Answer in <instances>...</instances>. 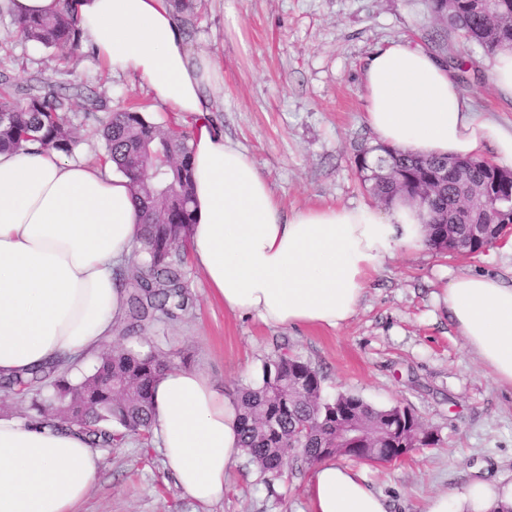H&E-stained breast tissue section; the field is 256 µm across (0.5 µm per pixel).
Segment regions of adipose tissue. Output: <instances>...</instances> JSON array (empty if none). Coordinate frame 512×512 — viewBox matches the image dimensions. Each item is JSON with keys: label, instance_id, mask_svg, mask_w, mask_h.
I'll list each match as a JSON object with an SVG mask.
<instances>
[{"label": "adipose tissue", "instance_id": "ef3b65f1", "mask_svg": "<svg viewBox=\"0 0 512 512\" xmlns=\"http://www.w3.org/2000/svg\"><path fill=\"white\" fill-rule=\"evenodd\" d=\"M71 8L112 72L141 77L170 111L200 117L189 141L195 222L191 257L226 311L269 327L338 328L357 311L370 274L426 246L423 210L403 201L285 210L243 150L227 141L220 65L195 51L169 0H0L15 18ZM364 120L385 145L423 156L490 157L512 165V130L477 112L440 59L404 41L375 50L364 70ZM139 214L111 161L56 151L0 150V378L108 340L125 310L115 269L133 250ZM442 302L467 348L512 388V281L451 279ZM153 434L176 488L202 504L224 496L243 450L237 402L201 371L155 381ZM101 456L77 434L0 417V512H73ZM311 512H387L350 467L324 459L308 485ZM512 484L471 482L426 512H499Z\"/></svg>", "mask_w": 512, "mask_h": 512}]
</instances>
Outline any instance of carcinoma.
Segmentation results:
<instances>
[{
    "label": "carcinoma",
    "instance_id": "carcinoma-1",
    "mask_svg": "<svg viewBox=\"0 0 512 512\" xmlns=\"http://www.w3.org/2000/svg\"><path fill=\"white\" fill-rule=\"evenodd\" d=\"M435 12L466 41L495 53L512 46V0H492L490 8L502 26L501 39L487 40V18L474 0L450 7L433 0ZM24 38L46 48L76 50L84 37L67 8L46 16L17 21ZM70 98L60 94L48 79L29 84L18 98H0V112L9 120L0 123V149L22 150L36 142L45 150L72 154L76 131L66 116ZM106 156L130 181L141 211L138 261L131 268L116 269V277L128 294L125 337L138 333L142 322L176 319L190 313L192 299L185 284V254L194 224L190 134L186 130L148 120L136 106L112 112L103 128ZM403 183L412 186L448 158L422 156L388 147ZM366 153L358 157V169L368 191L389 204L398 196L390 182L368 176ZM437 246L445 249L453 236L458 252L478 254L496 234L476 235L471 224L436 226ZM170 364L168 356L154 348L134 350L121 344L105 345L93 367L80 382L67 378L63 361L37 366L8 378L0 387L28 403L29 411L49 413L55 427L75 429L90 447L109 449L131 436L151 444L155 419L153 384ZM241 445L265 483L276 479L283 462L298 469L321 460L322 449L336 455V413L346 409L368 428L369 445L380 449L379 462L392 447V427L399 421L396 406L376 407L362 398L339 393L322 396V377L310 364L279 351L262 364L259 384L238 391Z\"/></svg>",
    "mask_w": 512,
    "mask_h": 512
}]
</instances>
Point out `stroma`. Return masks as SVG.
<instances>
[{
  "instance_id": "stroma-1",
  "label": "stroma",
  "mask_w": 512,
  "mask_h": 512,
  "mask_svg": "<svg viewBox=\"0 0 512 512\" xmlns=\"http://www.w3.org/2000/svg\"><path fill=\"white\" fill-rule=\"evenodd\" d=\"M190 12V45L224 69V135L246 152L286 209L371 203L357 168L361 151L377 145L364 121L363 69L389 41L470 59L462 92L475 109L512 128V101L491 87L486 52L462 43L431 0H191ZM231 12L238 17L233 26L226 21ZM92 43L84 37L73 54L37 46L0 15V74L9 76L10 90L47 77L71 96L79 137L73 159L98 162L102 123L132 104L151 121L195 132V119H178L138 76L112 73ZM469 272L512 276V253L493 246L475 256L401 254L373 274L342 326L275 329L225 311L189 261L191 314L147 324L132 344L160 347L230 396L285 346L320 372L324 396L411 408L437 445L389 464L345 456L338 462L361 471L386 498L388 512H426L430 498L467 482L512 483V389L498 385L468 352L439 302L448 281ZM311 474L287 472L267 485L245 461L226 478L223 498L203 505L176 488L157 446L129 439L102 452L76 512H310Z\"/></svg>"
}]
</instances>
